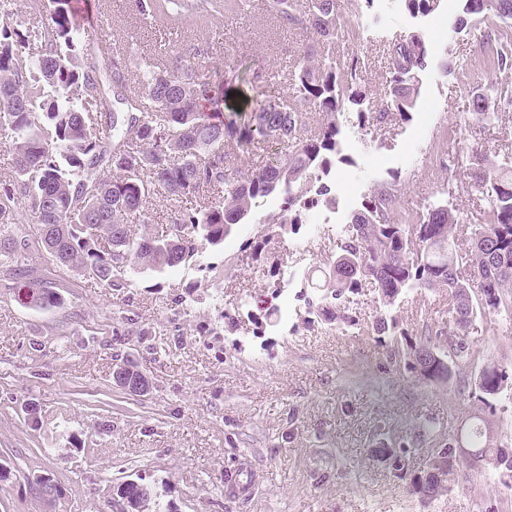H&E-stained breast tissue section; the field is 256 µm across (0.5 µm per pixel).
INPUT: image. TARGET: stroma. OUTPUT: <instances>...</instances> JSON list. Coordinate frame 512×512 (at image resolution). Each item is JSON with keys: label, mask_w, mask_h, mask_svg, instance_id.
Wrapping results in <instances>:
<instances>
[{"label": "stroma", "mask_w": 512, "mask_h": 512, "mask_svg": "<svg viewBox=\"0 0 512 512\" xmlns=\"http://www.w3.org/2000/svg\"><path fill=\"white\" fill-rule=\"evenodd\" d=\"M93 3L113 42L128 45L133 70L160 47L204 39L215 58L229 49L252 68H280L303 38L279 28L261 0L204 31L192 20L160 27L139 16L137 0ZM339 4L363 32L354 50L369 89L385 81V41L416 28L434 59L464 57L470 66L451 75L428 68L409 122L367 132L345 124L349 161L331 175L335 205L307 213L298 233L273 237L259 259L240 245L277 214L272 196L259 201L255 223L235 225L200 262L142 269L121 288L35 258L34 275L50 278L63 300L52 310L19 305L0 271V512H121L115 489L129 481L148 485L162 512H512V473L464 460L450 490L427 500L411 484L427 449L408 454L401 471L372 455L381 443L398 447L422 423L440 442L477 417L498 438L512 437V396L489 408L472 390L421 384L388 358L401 335L442 320L447 289L409 293L392 311L395 330L381 335L372 328L376 289L348 295L354 322L338 325L317 315L321 293L306 283L335 257L348 215L391 177L412 213L452 175L467 223H480L469 187L467 146L476 134L468 103L494 96L498 80L476 50L479 24L455 27L457 0L422 21L396 0H377L370 12L358 0ZM495 321L494 332L476 325L466 338L473 366L512 364V316ZM123 362L149 377L147 396L115 385ZM237 468L251 471V491L225 481ZM41 474L62 488L54 503L33 490Z\"/></svg>", "instance_id": "obj_1"}]
</instances>
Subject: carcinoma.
<instances>
[{"instance_id": "cac0c4a2", "label": "carcinoma", "mask_w": 512, "mask_h": 512, "mask_svg": "<svg viewBox=\"0 0 512 512\" xmlns=\"http://www.w3.org/2000/svg\"><path fill=\"white\" fill-rule=\"evenodd\" d=\"M410 17L422 19L445 0H397ZM456 24L484 23L480 48L504 77L512 71V37L499 25L512 23V0H459ZM28 17L0 25V130L7 133L12 169L0 175V266L21 278L20 304L56 308L60 297L49 282L28 277L33 253L12 230L41 213L38 247L59 268L95 279L106 288L124 286L138 267L161 270L193 261L209 245L224 244L233 226L249 220L256 201L278 196L271 227L296 232L305 212L336 198L330 176L345 163L341 117L356 115L368 130L387 121L410 120L420 94V75L431 65L426 38L416 29L388 43L386 81L375 97L360 82L354 50L336 44L361 39L341 13L338 0H264L279 26L306 38L286 74L266 77L252 88L250 109L223 112V93L211 80L218 65L206 52L176 50L129 71L126 52L106 54L83 44L70 0H30ZM153 20L208 21L241 16L249 0H139ZM224 75L252 84L258 76L231 54ZM469 112L481 125L491 118L488 101L472 97ZM258 161L245 167L244 157ZM470 186L483 202V222L465 228L453 205L452 182L444 199L403 219L393 180L364 197L342 231L338 254L318 287L325 289L317 313L344 324L355 320L342 304L346 294L370 284L385 312L373 323L388 330L387 311L416 288L448 289V328L421 331L423 340L389 350L423 383L469 382L489 404L512 389V365L485 363L469 378L464 336L479 317L512 313V160L497 163L476 147L469 153ZM215 195L194 207L183 198L206 190ZM173 213L170 233L156 236L147 224L151 195ZM133 224H144L140 233ZM469 235L464 249L460 235ZM33 296L25 301L22 291ZM448 337L441 354L447 366L436 373L418 361L431 350L432 335ZM433 429L416 427L410 447L449 448L432 443ZM470 447L489 449L492 466L512 472V450L476 427ZM148 487L117 486L124 508Z\"/></svg>"}]
</instances>
